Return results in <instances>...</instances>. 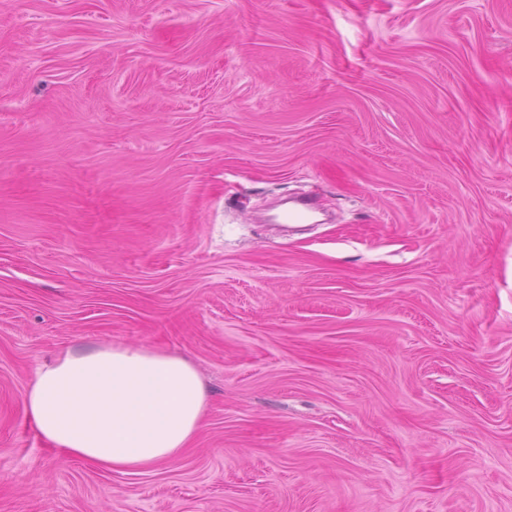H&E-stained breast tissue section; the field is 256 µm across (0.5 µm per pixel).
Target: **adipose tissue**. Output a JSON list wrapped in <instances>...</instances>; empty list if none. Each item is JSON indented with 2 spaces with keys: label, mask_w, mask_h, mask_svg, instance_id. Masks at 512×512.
Here are the masks:
<instances>
[{
  "label": "adipose tissue",
  "mask_w": 512,
  "mask_h": 512,
  "mask_svg": "<svg viewBox=\"0 0 512 512\" xmlns=\"http://www.w3.org/2000/svg\"><path fill=\"white\" fill-rule=\"evenodd\" d=\"M205 383L186 359L134 345H81L41 367L25 394L38 433L117 470L177 457L201 428Z\"/></svg>",
  "instance_id": "adipose-tissue-1"
}]
</instances>
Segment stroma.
<instances>
[{
    "mask_svg": "<svg viewBox=\"0 0 512 512\" xmlns=\"http://www.w3.org/2000/svg\"><path fill=\"white\" fill-rule=\"evenodd\" d=\"M104 343L196 367L181 456L37 433ZM0 512H512V0H0Z\"/></svg>",
    "mask_w": 512,
    "mask_h": 512,
    "instance_id": "1",
    "label": "stroma"
}]
</instances>
